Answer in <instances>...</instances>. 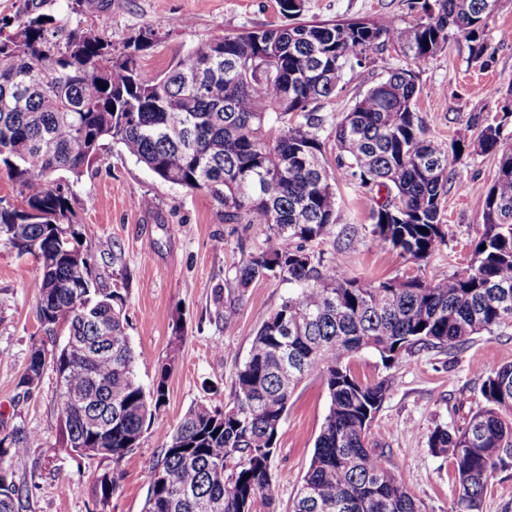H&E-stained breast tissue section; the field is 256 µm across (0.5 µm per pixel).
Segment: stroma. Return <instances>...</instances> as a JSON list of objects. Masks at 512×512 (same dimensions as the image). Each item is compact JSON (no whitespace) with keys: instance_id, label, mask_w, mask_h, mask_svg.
<instances>
[{"instance_id":"35a3bbf8","label":"stroma","mask_w":512,"mask_h":512,"mask_svg":"<svg viewBox=\"0 0 512 512\" xmlns=\"http://www.w3.org/2000/svg\"><path fill=\"white\" fill-rule=\"evenodd\" d=\"M387 15L413 22L412 0H305L302 20L331 22ZM106 36L113 53L123 52L139 33L153 34L139 58L145 78L162 75L187 50L217 35L288 25L275 0H108ZM512 0H498L484 33L491 60L475 59L473 44L451 35L444 49L422 65L393 47L372 55L361 68L345 72L334 98L317 103L326 122L320 136L329 174H336L331 130L341 113L384 77L387 69H415L420 94L417 110L429 138L448 144L476 139L484 124L500 115L512 98ZM497 171V157L472 149L460 154L442 200L448 245L430 261L417 262L384 245L372 233L376 192L345 179L336 185L337 224L354 227L358 249L330 237L315 247L322 263L340 274L366 279L424 275L430 268L453 270L470 257L482 230L484 197ZM150 208H142V199ZM72 206L85 245L108 242L112 251L95 253L93 264L107 288L123 299L131 344L139 354L135 371L151 389L167 357L174 366L166 382V402L120 465V485L106 503L92 490L95 463L57 444L59 409L56 376L45 371L32 396L19 385L31 350L46 339L37 318L40 274L37 260L0 245V435L20 426L39 443L9 466L16 482L29 490L25 512H143L145 475L156 462L190 407L216 408L232 402L235 381L247 361L258 329L288 296L291 286L267 279L239 287L236 263L261 245L260 226L228 224L224 210L208 194L187 192L158 178L117 145L108 144L72 185ZM231 319H224L226 309ZM223 346L216 358L214 346ZM512 363V328L475 337L464 350H414L384 366L370 351L359 353L353 368L364 380L389 379L390 389L374 426L380 429L391 464L422 512H450L453 482L446 457L431 453L428 436L438 426H464L483 406L487 362ZM322 380L310 376L296 390L278 433L270 461L276 512L302 485L316 438L328 412Z\"/></svg>"}]
</instances>
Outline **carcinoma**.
Masks as SVG:
<instances>
[{"label":"carcinoma","mask_w":512,"mask_h":512,"mask_svg":"<svg viewBox=\"0 0 512 512\" xmlns=\"http://www.w3.org/2000/svg\"><path fill=\"white\" fill-rule=\"evenodd\" d=\"M497 0H424L400 25L387 15L331 24L298 23L217 35L188 50L163 75L142 77L144 39L119 56L105 36L104 0H75L100 32L65 36L36 12L0 35V172L21 204L0 197V244L40 264L37 317L47 335L63 324L74 343L32 349L19 381L35 391L46 363L57 379L61 447L100 463L95 495L118 488L119 466L166 400L174 359L146 391L135 373L122 298L103 287L81 250L71 186L103 142L120 146L165 182L205 191L224 223L267 228L263 245L235 265L236 279L282 278L294 291L258 330L238 371L233 403L190 408L146 475L144 512H262L273 504L270 459L288 403L319 376L328 413L288 512H421L395 474L373 424L389 380L362 381L363 350L389 367L417 347L460 351L474 337L512 327V149L501 123L486 124L477 148L499 154L486 189L482 233L467 265L451 273L362 280L314 264L306 245L336 228V188L322 164L323 118L312 104L336 95L387 44L419 66L450 33L475 43ZM411 69H390L332 129L343 178L385 193L373 235L415 261L448 245L441 205L465 140L425 136ZM484 405L463 428L438 426L432 453L448 458L452 512H481L489 480L512 468V364L484 371ZM39 440L21 427L0 437V512H23L28 490L6 458Z\"/></svg>","instance_id":"1"}]
</instances>
